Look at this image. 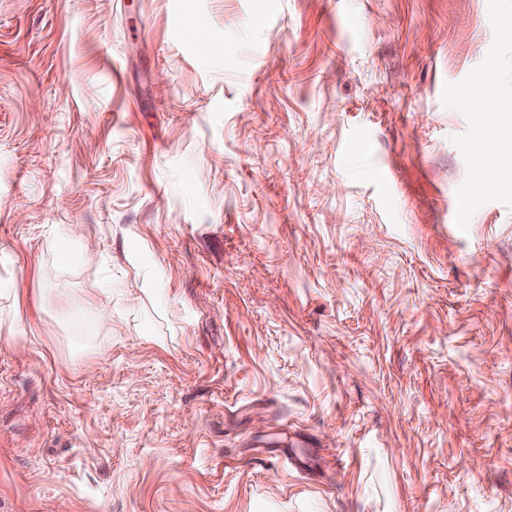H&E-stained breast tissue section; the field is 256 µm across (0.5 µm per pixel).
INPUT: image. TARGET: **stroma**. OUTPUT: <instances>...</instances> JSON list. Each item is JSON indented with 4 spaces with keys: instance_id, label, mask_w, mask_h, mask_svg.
<instances>
[{
    "instance_id": "obj_1",
    "label": "stroma",
    "mask_w": 512,
    "mask_h": 512,
    "mask_svg": "<svg viewBox=\"0 0 512 512\" xmlns=\"http://www.w3.org/2000/svg\"><path fill=\"white\" fill-rule=\"evenodd\" d=\"M510 21L0 0V512H512ZM490 149V144L484 140H478L470 146V151L477 161L476 174L473 185L476 190L485 191L494 186L496 180L490 174L489 167L485 163V156Z\"/></svg>"
}]
</instances>
